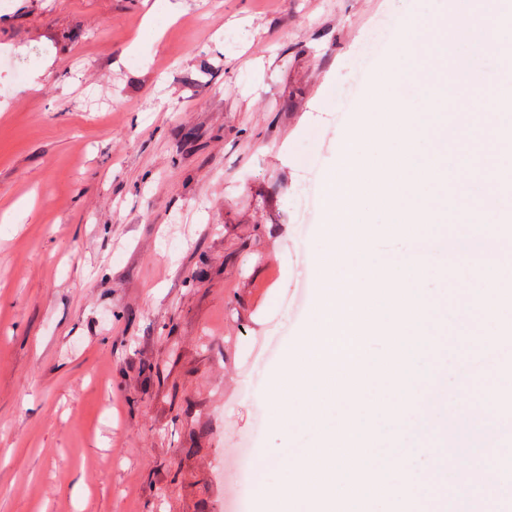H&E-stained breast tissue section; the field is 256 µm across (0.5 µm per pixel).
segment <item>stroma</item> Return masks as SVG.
<instances>
[{
    "mask_svg": "<svg viewBox=\"0 0 512 512\" xmlns=\"http://www.w3.org/2000/svg\"><path fill=\"white\" fill-rule=\"evenodd\" d=\"M0 0V512H258L318 191L408 0Z\"/></svg>",
    "mask_w": 512,
    "mask_h": 512,
    "instance_id": "stroma-1",
    "label": "stroma"
}]
</instances>
